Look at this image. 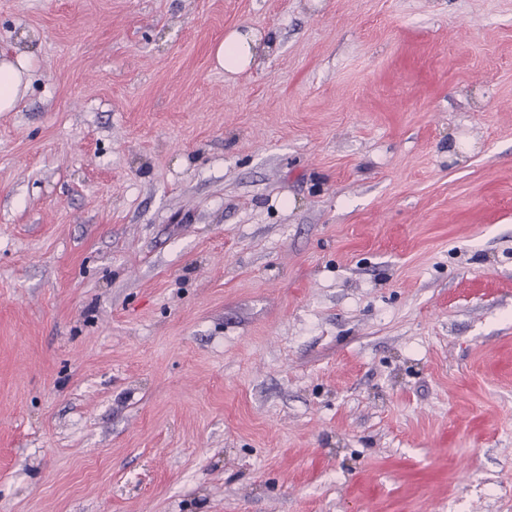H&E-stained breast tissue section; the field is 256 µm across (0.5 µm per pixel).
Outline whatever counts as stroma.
<instances>
[{
  "mask_svg": "<svg viewBox=\"0 0 512 512\" xmlns=\"http://www.w3.org/2000/svg\"><path fill=\"white\" fill-rule=\"evenodd\" d=\"M0 54V512H512V0H0ZM263 40V33L253 29L231 30L213 49L215 67L230 75L250 69L270 47ZM29 70L24 56L0 58V112H11L19 104L28 88Z\"/></svg>",
  "mask_w": 512,
  "mask_h": 512,
  "instance_id": "35a3bbf8",
  "label": "stroma"
}]
</instances>
